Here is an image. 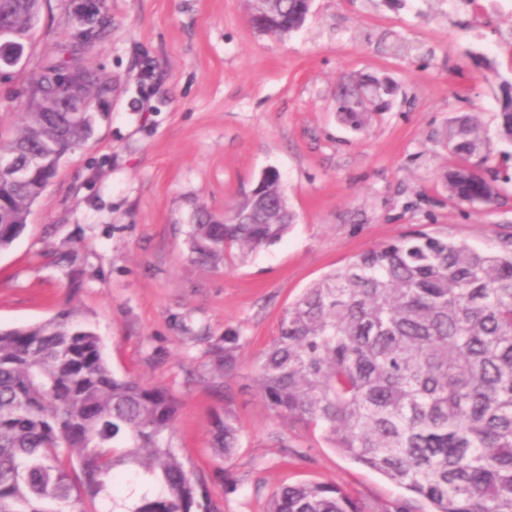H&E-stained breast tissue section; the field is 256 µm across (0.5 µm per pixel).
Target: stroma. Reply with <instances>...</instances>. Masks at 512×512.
<instances>
[{"label": "stroma", "instance_id": "stroma-1", "mask_svg": "<svg viewBox=\"0 0 512 512\" xmlns=\"http://www.w3.org/2000/svg\"><path fill=\"white\" fill-rule=\"evenodd\" d=\"M44 0L23 66L0 76V128L22 121L25 90L41 63L93 33L81 64L109 82L93 103L91 137L69 152L0 252V328L79 309L111 369L167 387L180 401L173 445L212 474L210 418L221 398L201 381L206 350L239 332L235 383L238 482L224 512H264L278 488L333 481L369 504L400 495L319 435L294 429L296 454L258 394L252 361L277 333L282 310L352 256L420 228L496 246L512 232V188L493 209L448 200L456 165L448 130L477 115L495 130L498 82L473 57L512 65L499 48L512 33V0H313L305 25L270 35L250 22L251 0ZM389 78L386 111L354 130L338 118L336 87ZM277 170L295 221L274 245L243 260L195 262L190 225L220 222L263 172Z\"/></svg>", "mask_w": 512, "mask_h": 512}]
</instances>
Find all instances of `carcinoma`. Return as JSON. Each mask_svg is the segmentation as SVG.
I'll use <instances>...</instances> for the list:
<instances>
[{
  "instance_id": "obj_1",
  "label": "carcinoma",
  "mask_w": 512,
  "mask_h": 512,
  "mask_svg": "<svg viewBox=\"0 0 512 512\" xmlns=\"http://www.w3.org/2000/svg\"><path fill=\"white\" fill-rule=\"evenodd\" d=\"M311 0H263L253 10L284 35L301 28ZM40 0H0V30L31 48ZM344 82L339 116L360 130ZM497 137L512 146V79L498 84ZM108 84L73 58L44 61L29 83L21 126L0 131V152L39 159L26 178L0 173V251L24 230L55 176L56 154L92 133L93 100ZM487 130L456 120L448 147V200L487 208L512 177L485 168ZM294 222L272 171L243 193L222 224H193L189 250L218 265L279 242ZM241 336L209 351L204 382L224 394L212 415L215 458L240 445L233 385ZM254 384L278 420L320 433L327 445L404 493L372 506L329 481L273 493L265 512H512V235L495 250L415 229L324 275L280 315L255 361ZM179 401L136 376L118 377L100 337L66 307L45 321L0 329V512H222L212 480L188 469L172 445ZM132 472L140 493L117 496Z\"/></svg>"
}]
</instances>
